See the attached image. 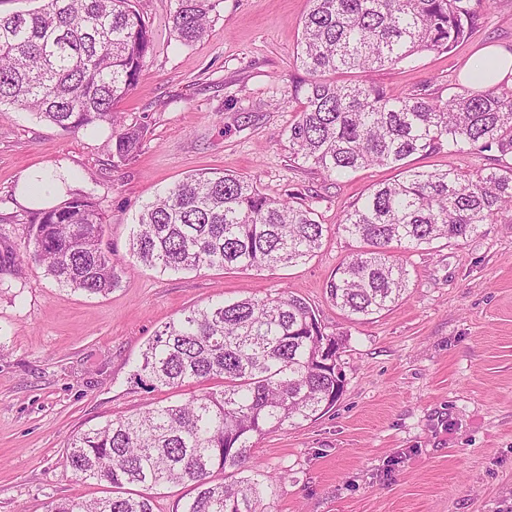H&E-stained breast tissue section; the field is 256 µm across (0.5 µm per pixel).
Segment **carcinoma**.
Wrapping results in <instances>:
<instances>
[{"instance_id":"1","label":"carcinoma","mask_w":512,"mask_h":512,"mask_svg":"<svg viewBox=\"0 0 512 512\" xmlns=\"http://www.w3.org/2000/svg\"><path fill=\"white\" fill-rule=\"evenodd\" d=\"M0 14V104L18 105L64 132L108 124L114 156L130 162L144 127L115 111L154 50L135 0H42ZM220 0H177L172 28L201 39ZM294 52L309 75L288 126L293 159L327 177L371 166L397 178L378 184L338 227L360 247L326 293L344 315L366 320L398 304L410 273L394 253L478 234L512 211V164L474 174L420 171L407 159L475 146L512 153V89L463 86L446 100L422 87L389 95L338 74L395 69L424 52H449L476 30L472 0H310ZM22 258L63 287L107 294L119 283L115 249L90 197L75 194L27 220ZM327 225L290 194L270 197L231 173L192 174L143 205L129 262L165 271L275 269L315 256ZM342 341L309 303L286 291L212 302L181 314L148 339L132 374L176 399L107 420L69 438L66 464L112 495L62 500L50 512H154L149 491L189 485L180 512H268L276 476L253 460L266 433L332 409L344 391ZM197 390L181 397L182 388ZM224 473L216 482L213 474Z\"/></svg>"}]
</instances>
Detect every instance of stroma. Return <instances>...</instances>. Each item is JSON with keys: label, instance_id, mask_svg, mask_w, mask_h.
Returning a JSON list of instances; mask_svg holds the SVG:
<instances>
[{"label": "stroma", "instance_id": "35a3bbf8", "mask_svg": "<svg viewBox=\"0 0 512 512\" xmlns=\"http://www.w3.org/2000/svg\"><path fill=\"white\" fill-rule=\"evenodd\" d=\"M176 0H136L155 49L118 104L145 136L129 163L108 125L65 133L16 105L0 106V512H49L64 499L109 496L77 481L66 442L105 420L165 399L130 378L165 323L217 299L303 297L343 340L344 392L327 413L270 432L254 457L278 483L271 512H512V212L482 234L398 252L407 297L369 320L347 318L326 284L357 247L337 224L386 167L326 177L293 160L287 130L309 76L293 54L309 0H221L207 35L180 44ZM512 48V0H488L472 38L416 67L370 79L387 93L428 87L447 98L487 49ZM497 150L411 156L420 170L473 173ZM224 171L264 193L299 194L328 231L313 258L274 270L160 272L118 263L111 293L58 285L24 247L30 173L65 178L57 195L90 196L106 238L125 256L142 205L186 175Z\"/></svg>", "mask_w": 512, "mask_h": 512}]
</instances>
